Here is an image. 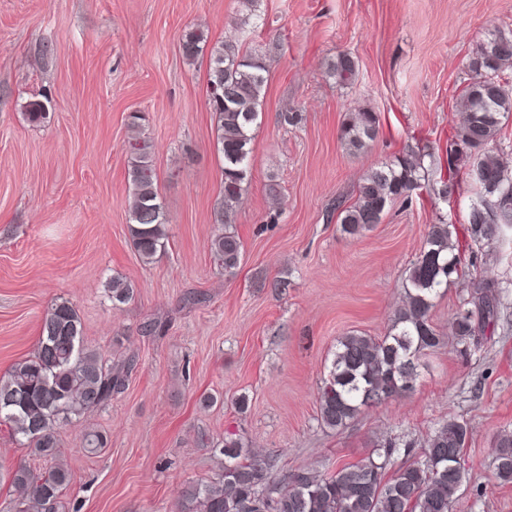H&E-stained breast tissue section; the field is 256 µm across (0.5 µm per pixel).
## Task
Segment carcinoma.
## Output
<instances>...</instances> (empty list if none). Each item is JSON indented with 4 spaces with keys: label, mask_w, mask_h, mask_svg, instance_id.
<instances>
[{
    "label": "carcinoma",
    "mask_w": 512,
    "mask_h": 512,
    "mask_svg": "<svg viewBox=\"0 0 512 512\" xmlns=\"http://www.w3.org/2000/svg\"><path fill=\"white\" fill-rule=\"evenodd\" d=\"M205 42L202 30L186 32L183 57L194 61ZM468 68L470 82L457 102L465 117L448 138V175H439L435 185L438 197L448 199L460 188L461 170L472 165L483 175L477 199L462 227L442 216L427 225L420 251L402 282L404 300L395 309L387 334L349 333L337 339L318 391V420L331 430L343 428L364 408L413 391L421 358L442 343L431 319L435 301L461 278L463 267L477 264L479 249L500 246L512 234V169L500 161L496 144L502 121L512 115V29L489 31ZM327 70L340 85L354 82L358 75L357 61L348 53L337 54ZM268 73L262 55H243L232 43L211 49L208 104L224 163V192L214 212V223L221 229L210 249L230 275L242 259L232 217L248 182ZM140 120L139 114L131 115L129 232L134 250L150 263L165 247L168 219L156 186L151 144L142 135ZM378 132L377 113L362 108L348 113L340 139L349 149L361 151ZM441 167V157L434 152L409 148L369 169L355 201L340 209L343 231L358 235L371 230L393 203L411 199L426 187L429 172ZM487 196L495 203L491 224L482 206ZM510 287L508 277L485 282L478 295L460 302L451 321L458 342L466 345L495 332L501 293ZM108 288L118 303L133 297V286L120 277L112 278ZM129 369L126 364H105L97 351L83 345L82 323L69 301L55 303L45 314L33 356L0 378V421L29 440L35 455L52 462L43 473L27 464L6 472L11 486L28 492L16 512H62V493L71 484L72 472L56 459L57 433L69 420L111 401L112 394L124 388ZM468 436L467 422L450 419L424 441L416 459H410L414 443L390 440L331 472L297 469L277 484L271 480V461L230 437L219 449L224 463L215 477L178 491V512H450L466 482L467 470L458 465V457ZM494 466L497 479L512 482V432L497 437Z\"/></svg>",
    "instance_id": "obj_1"
}]
</instances>
